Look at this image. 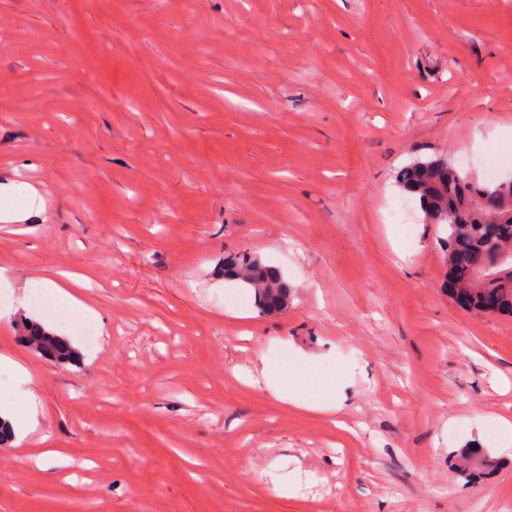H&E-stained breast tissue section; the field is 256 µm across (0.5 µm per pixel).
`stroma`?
<instances>
[{"label": "stroma", "instance_id": "1", "mask_svg": "<svg viewBox=\"0 0 512 512\" xmlns=\"http://www.w3.org/2000/svg\"><path fill=\"white\" fill-rule=\"evenodd\" d=\"M491 148L511 178L512 0H0V184L42 195L0 194V411L38 419L0 512H512V316L390 218L401 168ZM244 251L285 310L225 279ZM66 274L97 337L44 316L58 363L21 322ZM305 357L335 409L242 381ZM224 277L241 282L254 292L261 312L274 313L288 306L290 288L281 272L250 255H236L224 261ZM22 331L24 341L42 356L58 362L74 361L76 359L74 351L67 341L54 336V333L42 326L24 320Z\"/></svg>", "mask_w": 512, "mask_h": 512}]
</instances>
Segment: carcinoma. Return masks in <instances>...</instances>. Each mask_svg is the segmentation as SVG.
I'll use <instances>...</instances> for the list:
<instances>
[{
  "instance_id": "obj_1",
  "label": "carcinoma",
  "mask_w": 512,
  "mask_h": 512,
  "mask_svg": "<svg viewBox=\"0 0 512 512\" xmlns=\"http://www.w3.org/2000/svg\"><path fill=\"white\" fill-rule=\"evenodd\" d=\"M399 183L418 198L425 224L446 229L443 238L448 283L471 288L476 293L493 291L499 295L497 312L512 314V281L496 279L479 282L471 269L457 262L458 249L470 247L489 262L505 251L512 255V181L480 182L468 171L448 160L417 161L404 167ZM502 225L501 240L493 245L483 241V226ZM224 277L238 281L254 292L262 312L274 313L288 307L290 288L281 272L250 255H236L224 261ZM24 341L42 356L58 362L75 360L74 351L47 329L22 322Z\"/></svg>"
}]
</instances>
